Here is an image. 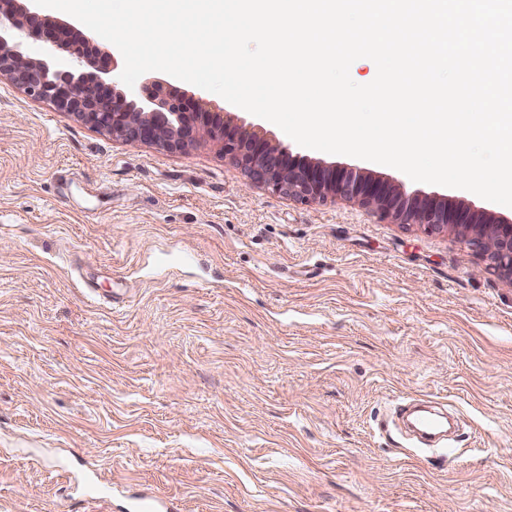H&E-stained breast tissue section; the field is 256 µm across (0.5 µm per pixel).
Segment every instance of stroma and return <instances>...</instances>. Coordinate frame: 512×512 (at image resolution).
Wrapping results in <instances>:
<instances>
[{"label": "stroma", "mask_w": 512, "mask_h": 512, "mask_svg": "<svg viewBox=\"0 0 512 512\" xmlns=\"http://www.w3.org/2000/svg\"><path fill=\"white\" fill-rule=\"evenodd\" d=\"M146 78L294 155L512 218ZM483 267L454 233L250 187L210 137L123 144L0 79V512L147 492L180 512H512V285ZM425 396L458 421L449 447L391 422Z\"/></svg>", "instance_id": "1"}]
</instances>
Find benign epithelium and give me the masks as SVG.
Instances as JSON below:
<instances>
[{
    "instance_id": "benign-epithelium-1",
    "label": "benign epithelium",
    "mask_w": 512,
    "mask_h": 512,
    "mask_svg": "<svg viewBox=\"0 0 512 512\" xmlns=\"http://www.w3.org/2000/svg\"><path fill=\"white\" fill-rule=\"evenodd\" d=\"M0 0V77L26 94L128 144L182 150L207 134L222 143L224 156L241 167L250 184L304 204L340 198L395 224L418 225L429 233L455 231L473 253L486 260L485 271L512 281V224L446 198L409 196L400 186L342 168L303 160L274 145L263 130L245 126L224 112H208L199 100L173 99L158 82L124 90L110 78L117 67L108 55L97 72L83 63L92 54L75 30L40 15L34 0ZM39 40L46 55L24 51Z\"/></svg>"
}]
</instances>
